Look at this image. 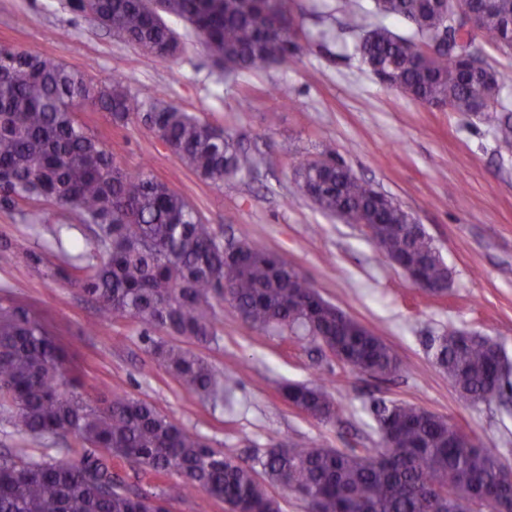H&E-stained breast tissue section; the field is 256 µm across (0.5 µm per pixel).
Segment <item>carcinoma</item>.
Returning <instances> with one entry per match:
<instances>
[{
	"label": "carcinoma",
	"instance_id": "1",
	"mask_svg": "<svg viewBox=\"0 0 512 512\" xmlns=\"http://www.w3.org/2000/svg\"><path fill=\"white\" fill-rule=\"evenodd\" d=\"M158 2L186 21L231 75L284 64L300 50L288 0ZM477 2L487 7L483 37L507 48L512 0ZM374 3L377 13L410 22L424 42L449 27L440 0ZM69 6L148 56L172 57L178 48L174 32L143 0H69ZM357 50L369 70L422 104L494 119L502 143L512 149V117L489 112L501 90L491 66L475 75L467 69L469 55L428 51L382 25L366 31ZM10 54L13 63L0 71V201L50 202L76 214L91 239L67 250L59 226L55 244L72 271L70 283L93 296L103 316L207 344L217 335L214 301L220 300L249 330L308 337L354 373L382 378L399 370V356L382 337L325 300L306 276L288 279L290 264L282 256L257 242L242 243L240 252L226 249L212 225L168 184L117 166L76 112L91 105L115 124L132 122L142 104L123 82L106 87L55 56ZM145 120L192 172L214 185L256 165L233 133L172 105L155 104ZM294 177L322 212L348 210L379 225V250L390 261L410 266L428 283L449 282V269L434 255L423 227L408 223L407 212L378 196L332 149L319 163L301 164ZM154 354L205 400L222 403L236 387L232 375L217 374L181 346L156 344ZM436 357L466 399L512 395V364L489 338L450 332ZM281 394L309 417H336L338 406L322 385L286 383ZM0 412L33 440L52 437L68 448L98 450L79 462L37 459L29 448L0 453V512H147L159 497L129 491L112 467L114 458L155 473L174 470L179 481L166 495L198 490L234 512H280L268 483L298 495L308 512H462L465 501L486 512H512V470L490 448L460 447L449 419L415 405H377V422L387 430L381 448L342 451L302 442L240 461L145 401L113 394L93 403L73 388L41 318L3 297Z\"/></svg>",
	"mask_w": 512,
	"mask_h": 512
}]
</instances>
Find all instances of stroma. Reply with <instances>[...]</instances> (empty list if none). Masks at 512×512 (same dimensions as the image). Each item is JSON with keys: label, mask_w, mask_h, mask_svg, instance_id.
Segmentation results:
<instances>
[{"label": "stroma", "mask_w": 512, "mask_h": 512, "mask_svg": "<svg viewBox=\"0 0 512 512\" xmlns=\"http://www.w3.org/2000/svg\"><path fill=\"white\" fill-rule=\"evenodd\" d=\"M302 49L288 64L228 77L182 21L166 17L182 38L159 59L115 37L68 0H0V47L59 57L102 85L122 81L140 100L163 101L238 132L258 167L216 186L199 179L143 121L114 125L92 107L78 121L112 151L116 163L149 170L181 193L224 241H255L288 260L321 296L373 330L401 359L398 372L353 374L317 343L261 336L237 311L218 304L216 343L178 345L235 377L230 404L214 407L183 387L150 350L141 326L100 319L96 305L65 275L49 231L84 240L86 227L48 203L49 223L33 232L16 209L0 203V296L46 319L63 348L78 392L93 400L122 394L152 404L216 451L249 460L280 444L377 448L375 404L403 402L472 432L512 466V404H472L435 362L433 344L452 330L473 331L512 358V150L495 123L430 108L382 84L356 51L338 0H288ZM360 179L390 196L439 249L452 272L447 293L421 294L370 240L363 225L321 212L302 195L294 170L324 147ZM325 382L339 405L323 422L290 406L283 381Z\"/></svg>", "instance_id": "1"}]
</instances>
